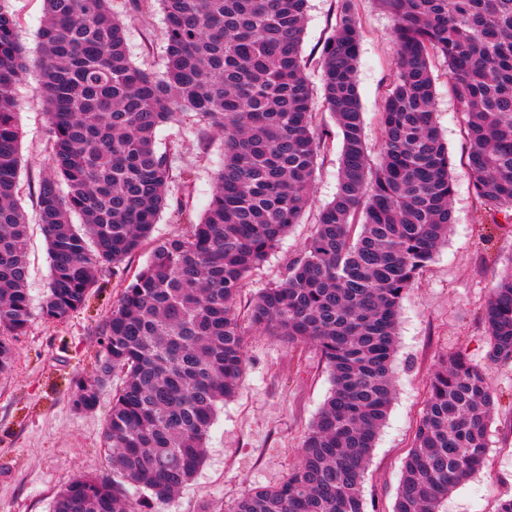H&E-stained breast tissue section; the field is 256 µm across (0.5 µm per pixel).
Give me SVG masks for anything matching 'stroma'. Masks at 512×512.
<instances>
[{
    "mask_svg": "<svg viewBox=\"0 0 512 512\" xmlns=\"http://www.w3.org/2000/svg\"><path fill=\"white\" fill-rule=\"evenodd\" d=\"M362 39L356 80L371 156L382 141L378 110L393 67V20L377 0H354ZM128 21V46L135 63L160 71L165 63L161 14L131 18L129 0H112ZM336 18V0H309L302 53L318 59ZM436 120L448 144L454 179L455 223L448 240L405 295L393 358L395 394L363 482L365 512H392L403 463L422 416L429 379L440 360L460 353L485 365V301L498 274L512 260V224H497L476 203L464 161V124L448 94L443 64L433 69ZM37 71L17 84L18 122L23 137L20 203L29 216L28 289L34 314L24 334L13 337V360L0 372V512H52L57 493L80 475L112 473L102 432L112 404L105 385L97 407L76 410L74 383L93 379L103 353V331L133 275L145 265L156 242L185 233L176 207L166 209L142 249L116 270L98 276L86 304L61 319L40 312L49 282L47 243L38 222L37 189L48 173V122ZM159 150L170 151L174 170H188L193 216L206 209L222 138L185 114L156 131ZM340 135H332L317 159L312 204L278 248L249 278L246 296L280 281L315 230L319 210L337 188ZM245 371L239 391L217 411L206 459L173 498L151 501L148 512H228L246 490L280 482L297 463L299 448L331 390L317 348L291 346L256 329L248 330ZM487 383L497 403L484 467L460 484L441 512H497L512 498V365L488 367Z\"/></svg>",
    "mask_w": 512,
    "mask_h": 512,
    "instance_id": "35a3bbf8",
    "label": "stroma"
}]
</instances>
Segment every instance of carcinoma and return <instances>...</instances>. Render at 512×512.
Instances as JSON below:
<instances>
[{
    "instance_id": "1",
    "label": "carcinoma",
    "mask_w": 512,
    "mask_h": 512,
    "mask_svg": "<svg viewBox=\"0 0 512 512\" xmlns=\"http://www.w3.org/2000/svg\"><path fill=\"white\" fill-rule=\"evenodd\" d=\"M307 2L131 0L135 15L164 17L166 59L154 72L132 61L110 0H43L34 59L11 0H0L1 333L23 334L32 316L14 94L30 69L51 147L38 189L48 319L84 306L96 273L139 252L170 206L172 167L157 128L192 112L223 140L204 214L156 243L112 309L96 380L76 385L75 407L92 410L106 381L121 376L103 428L112 478H74L52 512H141L129 489L165 500L186 485L205 459L218 404L238 390L247 324L314 344L332 388L298 464L282 482L242 494L231 512H365L363 477L393 399L401 301L454 224L448 146L434 119L437 63L464 116L473 194L512 224V0H378L394 21L395 67L378 112L376 164L355 78L361 25L353 0H337L317 62L321 109L342 136L336 196L301 256L240 315L248 277L310 203L330 133L316 120L301 53ZM484 323L489 363L512 365V264ZM486 377L460 354L440 361L393 512H440L484 465L495 410Z\"/></svg>"
}]
</instances>
